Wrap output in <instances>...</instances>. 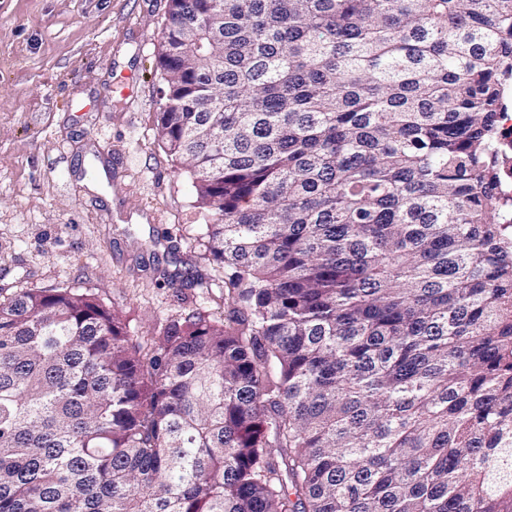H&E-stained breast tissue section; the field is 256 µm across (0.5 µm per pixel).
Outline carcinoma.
I'll return each instance as SVG.
<instances>
[{
    "instance_id": "obj_1",
    "label": "carcinoma",
    "mask_w": 512,
    "mask_h": 512,
    "mask_svg": "<svg viewBox=\"0 0 512 512\" xmlns=\"http://www.w3.org/2000/svg\"><path fill=\"white\" fill-rule=\"evenodd\" d=\"M158 63L224 321L0 292V512H512V0H168ZM506 97L509 107L501 114V130L499 152L503 161V180L501 192L505 198H512V89H508Z\"/></svg>"
}]
</instances>
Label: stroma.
<instances>
[{"instance_id":"stroma-1","label":"stroma","mask_w":512,"mask_h":512,"mask_svg":"<svg viewBox=\"0 0 512 512\" xmlns=\"http://www.w3.org/2000/svg\"><path fill=\"white\" fill-rule=\"evenodd\" d=\"M166 17L167 0H0V288L93 289L135 336L184 305L224 319L210 213L156 130Z\"/></svg>"}]
</instances>
